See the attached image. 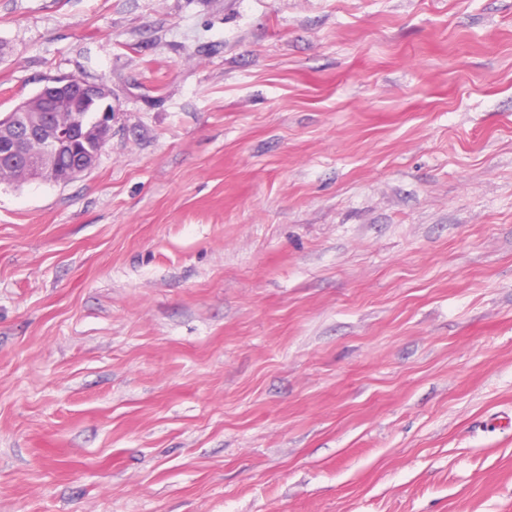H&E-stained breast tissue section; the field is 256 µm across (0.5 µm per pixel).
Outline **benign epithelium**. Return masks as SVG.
I'll return each instance as SVG.
<instances>
[{
	"label": "benign epithelium",
	"mask_w": 512,
	"mask_h": 512,
	"mask_svg": "<svg viewBox=\"0 0 512 512\" xmlns=\"http://www.w3.org/2000/svg\"><path fill=\"white\" fill-rule=\"evenodd\" d=\"M72 96L82 101L85 115L64 129L52 128L39 115L28 112L27 103L16 105L0 119V158L18 157L27 141L38 139L42 144V166L50 167L58 156L75 151V145L81 142L84 149L67 172L76 177L91 170L112 137V88L102 80L48 76L35 94L45 112L62 111Z\"/></svg>",
	"instance_id": "7a95c632"
}]
</instances>
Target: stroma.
Returning <instances> with one entry per match:
<instances>
[{"label": "stroma", "mask_w": 512, "mask_h": 512, "mask_svg": "<svg viewBox=\"0 0 512 512\" xmlns=\"http://www.w3.org/2000/svg\"><path fill=\"white\" fill-rule=\"evenodd\" d=\"M0 512H512V0H0ZM33 98L42 101L44 117L50 124L74 125L51 128L38 114L29 113L27 101L14 107L0 119V158L22 155L28 140H40L42 166L50 167L60 155L75 152L78 142L85 149L79 152L67 169L71 177L91 170L112 137V88L105 81L91 82L70 76H48ZM79 98L62 111L70 97ZM82 104L85 108L82 111ZM86 112V113H85ZM83 113H85L84 117ZM82 118V119H81ZM0 160V180L23 182L34 179L24 158Z\"/></svg>", "instance_id": "stroma-1"}]
</instances>
